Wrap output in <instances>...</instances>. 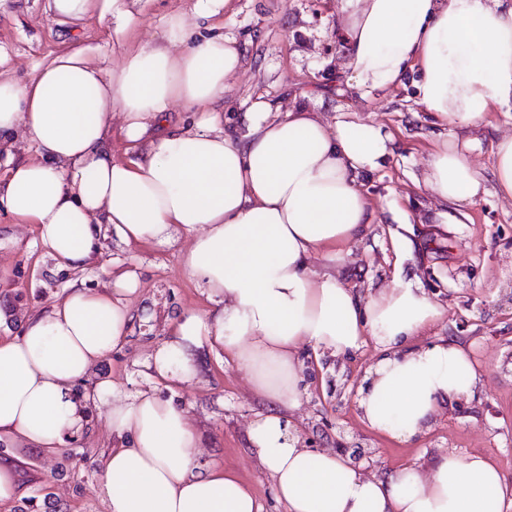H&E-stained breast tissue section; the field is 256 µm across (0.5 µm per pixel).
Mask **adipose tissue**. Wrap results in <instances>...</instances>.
<instances>
[{
    "label": "adipose tissue",
    "mask_w": 512,
    "mask_h": 512,
    "mask_svg": "<svg viewBox=\"0 0 512 512\" xmlns=\"http://www.w3.org/2000/svg\"><path fill=\"white\" fill-rule=\"evenodd\" d=\"M48 9L62 23L94 12L133 18L127 0H50ZM343 30L360 96L401 84L412 67L420 105L441 123L477 128L512 105V0H346ZM240 67L235 38L193 37L175 14L161 42L117 67L77 48L28 81L0 77V207L37 225L44 252L74 270L91 262L105 224L124 245L187 235L181 265L213 307L173 323L151 356V377L192 380L205 344L246 371L270 404L248 444L287 512H512L489 457L450 453L369 475L290 432L306 346L344 354L372 340L378 358L359 407L372 429L401 441L428 428L443 403L471 395L479 379L463 344L417 345L446 313L423 289L399 282L363 295L336 275L370 228L358 178L379 167L391 135L349 115L331 124L305 106L283 112L266 101L245 112V134L225 129L214 106ZM176 102L201 116L149 137ZM116 112L133 154L125 162L108 139ZM19 141L28 157L16 156ZM472 146L450 139L429 153L425 185L439 203L468 205L483 192L466 155ZM317 256L325 269L314 268ZM138 291L132 271L101 291L72 283L18 335L0 338V446L26 444L50 457L83 428L77 388L125 342ZM94 397L111 400L108 420L122 441L102 460L106 512H264L234 470L200 462L196 432L172 400L150 388L123 394L107 380Z\"/></svg>",
    "instance_id": "adipose-tissue-1"
}]
</instances>
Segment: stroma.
<instances>
[{
  "mask_svg": "<svg viewBox=\"0 0 512 512\" xmlns=\"http://www.w3.org/2000/svg\"><path fill=\"white\" fill-rule=\"evenodd\" d=\"M195 4L136 0L132 25L94 15L62 25L49 13L47 0H0V73L29 78L36 66L71 48L116 66L142 44L160 39L168 17L182 13L197 33L218 26L242 49V67L224 89L225 127L244 131L243 116L260 98L284 109L307 106L330 123L350 111L384 126L393 137L391 151L382 167L358 181L371 206V230L336 272L363 293L398 279L423 288L447 313L418 345L442 338L465 343L480 381L471 396L445 404L428 429L401 442L372 430L349 398L353 382L364 379L375 360L373 342L339 356L307 348L300 354L305 395L291 424L312 448L364 449L368 472L381 475L448 452L484 454L497 462L512 488V202L496 194L491 169L497 137L512 132V109L492 112L481 128L458 131V139L476 142L468 158L480 169L485 192L464 210L446 209L424 179L428 154L448 130L418 104L417 70H408L402 85L364 98L353 90L347 45L336 36L344 0H229L207 24L195 18ZM186 245L178 236L127 247L107 229L90 266L75 273L58 268L44 253L36 225L15 223L0 212V309L19 320L60 299L74 279L100 290L113 275L135 271L140 293L132 304L147 307L148 317L134 322L125 343L97 362L89 377L133 392L146 387L144 363L166 340L170 323L212 308L203 288L181 267ZM195 362L194 380L160 388V395L186 411L203 462L235 470L265 512H286L248 446V427L260 404L245 371L206 346L196 351ZM107 411L103 403L91 407L84 431L67 437L55 456L26 445L8 448L21 465L23 497L41 490L50 493L54 512H106L99 483L101 454L113 443ZM65 461L73 474L61 478L56 469Z\"/></svg>",
  "mask_w": 512,
  "mask_h": 512,
  "instance_id": "stroma-1",
  "label": "stroma"
}]
</instances>
